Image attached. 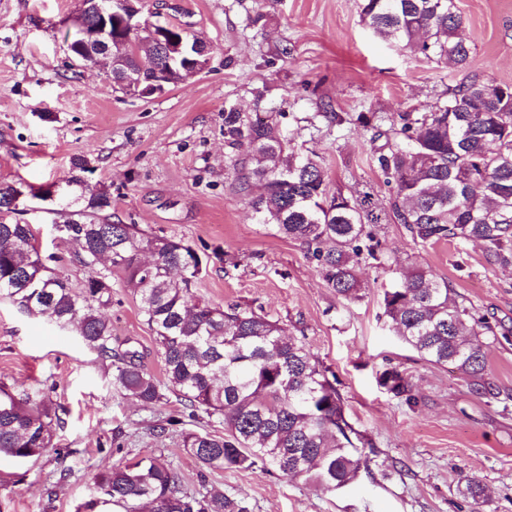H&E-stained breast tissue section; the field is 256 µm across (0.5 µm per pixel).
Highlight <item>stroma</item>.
I'll return each mask as SVG.
<instances>
[{
	"instance_id": "1",
	"label": "stroma",
	"mask_w": 512,
	"mask_h": 512,
	"mask_svg": "<svg viewBox=\"0 0 512 512\" xmlns=\"http://www.w3.org/2000/svg\"><path fill=\"white\" fill-rule=\"evenodd\" d=\"M360 0H146L150 11L203 39V73L163 94L116 92L105 66L83 67L65 50L81 0H0V185L28 188L4 224L30 225L44 262L80 284L88 270L57 232L68 213L38 198L43 187L87 163L106 187L112 217L191 244L203 261L197 299L237 306L304 338L341 394L345 416L366 442L369 472L326 491L302 478L259 471L200 477L178 432L153 425L186 418L177 400L145 407L112 388V367L76 328L60 329L0 299V385L48 396L62 419L54 447L36 460L0 457V512H86L96 476L113 465L159 456L187 492L201 483L244 497L250 512H512V267L492 268L479 244L422 245L401 224L380 231L379 260L357 269L360 297L338 298L303 246L259 223L235 188V155L224 142V109L277 119L298 152L320 156L330 187H370L388 196L373 161L374 131L336 125L321 102L345 114L430 112L467 74L512 84V0H456L472 50L464 72L375 37ZM262 22H255V15ZM447 280L456 298L494 330L480 395L457 369L421 360L384 315L383 291L416 267ZM112 343L138 351L163 379V364L138 298L120 278L103 311ZM389 366L412 380L413 403L378 383ZM484 499L463 494L466 478Z\"/></svg>"
}]
</instances>
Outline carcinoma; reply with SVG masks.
I'll list each match as a JSON object with an SVG mask.
<instances>
[{"label":"carcinoma","instance_id":"cac0c4a2","mask_svg":"<svg viewBox=\"0 0 512 512\" xmlns=\"http://www.w3.org/2000/svg\"><path fill=\"white\" fill-rule=\"evenodd\" d=\"M361 22L378 37L427 59L469 69L473 59L455 0H361ZM374 160L389 197L355 188L330 192L318 155L288 147L277 122L224 110V141L237 152V186L262 224L300 242L338 297L359 298L357 266L378 259L383 224H402L412 240L476 241L491 267L512 266V85L474 75L432 112H400ZM57 188L65 206L100 213L111 193L82 179L84 160ZM262 191L249 195L252 182ZM63 230L77 260L94 269L75 287L48 269L28 224L0 223V299L59 327L74 325L85 344L111 361L112 385L146 406L174 395L190 416L216 418L224 434L182 430L181 446L203 471L260 470L303 478L326 490L354 483L370 459L351 438L344 404L327 368L306 343L264 315L193 301L202 266L182 239L150 236L108 221ZM138 297L164 363L165 382L138 352L112 347L100 308L112 302V275ZM396 336L431 364L453 365L486 394L489 327L450 297L448 282L416 268L385 291ZM378 383L412 403L409 375L384 369ZM58 420L49 398H18L0 386V456L37 459L52 447ZM97 489L124 512H248L242 497L203 487L189 493L170 462L146 457L100 473Z\"/></svg>","mask_w":512,"mask_h":512}]
</instances>
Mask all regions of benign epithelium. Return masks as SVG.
<instances>
[{
  "mask_svg": "<svg viewBox=\"0 0 512 512\" xmlns=\"http://www.w3.org/2000/svg\"><path fill=\"white\" fill-rule=\"evenodd\" d=\"M144 0H82L81 12L94 15L98 23L83 27L73 41L67 42V50L84 65H94L102 55H111L110 71L122 75L114 88L133 97L149 98L165 91L170 84H178L200 74L207 66L208 53L191 45L185 37L171 35L173 24L159 19L151 22L155 36L164 46L169 57L168 71L149 80L130 69L128 57L133 45L132 35L140 27ZM120 21L123 36L112 38L111 20Z\"/></svg>",
  "mask_w": 512,
  "mask_h": 512,
  "instance_id": "benign-epithelium-1",
  "label": "benign epithelium"
}]
</instances>
